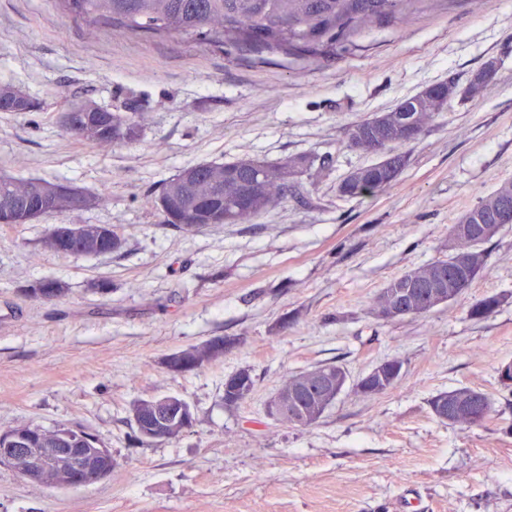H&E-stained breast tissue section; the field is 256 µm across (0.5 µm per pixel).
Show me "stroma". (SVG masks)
Wrapping results in <instances>:
<instances>
[{
	"label": "stroma",
	"mask_w": 512,
	"mask_h": 512,
	"mask_svg": "<svg viewBox=\"0 0 512 512\" xmlns=\"http://www.w3.org/2000/svg\"><path fill=\"white\" fill-rule=\"evenodd\" d=\"M492 60L484 97L451 102L396 186L337 197L340 176L372 160L345 147L348 123ZM0 84L32 102L0 112V171L99 196L65 223L109 224L124 240L62 257L42 247L47 222L0 226V430L65 423L112 454L110 478L73 489L0 467V512H512V395L497 382L512 363V228L485 244V271L456 301L390 322L369 312L391 278L446 256L451 225L512 181V0H425L324 57L134 34L75 19L60 0H0ZM85 100L136 113L138 137L74 140L58 116ZM313 153L332 154V169L252 224L186 232L147 203L193 163ZM42 278L67 295H28ZM492 295V316L468 317ZM219 336L232 342L220 360L166 368ZM392 357L404 375L382 395L346 388L309 427L266 414L287 375L335 364L354 380ZM243 367L253 392L225 408L224 378ZM465 386L496 394V413L441 422L430 399ZM167 394L191 405L194 426L140 444L131 404Z\"/></svg>",
	"instance_id": "35a3bbf8"
}]
</instances>
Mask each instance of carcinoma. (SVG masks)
Here are the masks:
<instances>
[{
	"label": "carcinoma",
	"mask_w": 512,
	"mask_h": 512,
	"mask_svg": "<svg viewBox=\"0 0 512 512\" xmlns=\"http://www.w3.org/2000/svg\"><path fill=\"white\" fill-rule=\"evenodd\" d=\"M67 11L87 22L107 20L132 33H175L193 38L198 35L218 43H253L285 52H307L312 56L327 53L336 44L382 17L401 19L424 0H63ZM476 71L466 84L455 79L433 84L400 100L387 112H378L343 128L346 146L377 156L376 161L348 171L337 183L340 198L355 199L392 189L408 167L405 148L416 143L426 129L448 111L447 97L461 102L479 99L489 87L480 82ZM31 101L11 85H0V112H27ZM409 119L415 137L401 129ZM62 124L79 141L111 145L134 139L138 122L133 115L112 114L106 119L103 108L92 101L76 103L62 114ZM334 157L327 155L289 156L271 163L260 158L208 161L187 166L162 184L160 194L148 200L162 211L163 223L187 232L208 224H251L268 214L288 196L299 191L298 177L312 170L321 174L331 169ZM100 197L61 182L24 179L0 173V218L6 224H30L42 218L61 219L84 205L92 206ZM465 224H512V182L502 184L483 197L450 229L452 253L390 279L370 303V312L386 319V312L396 304L405 306L410 315L424 316L441 304L455 299L453 289L466 290L481 276L488 256L486 240L464 232ZM83 237H70L67 225L52 224L44 238V248L58 256L83 257L112 253L122 247L123 239L112 232V242L97 244L98 224H83ZM442 288L440 296L432 289ZM35 296L46 294L60 299L66 285L53 278H43L30 285ZM502 299L488 296L468 309V315L482 320L496 312ZM224 356L211 342L190 346L172 353L166 366L181 372L179 364L190 363L201 369ZM247 384L237 398H224V405L236 407L250 396L254 378L243 369ZM322 385L307 369L284 378L273 400L297 399L294 407L279 416L291 426H300L304 413L320 403ZM458 401L461 406L453 424L483 422L495 412L496 398L486 392L462 387L432 397L430 407L436 412L441 402ZM64 428L34 427L19 423L5 435H33L37 447H52V439Z\"/></svg>",
	"instance_id": "cac0c4a2"
}]
</instances>
